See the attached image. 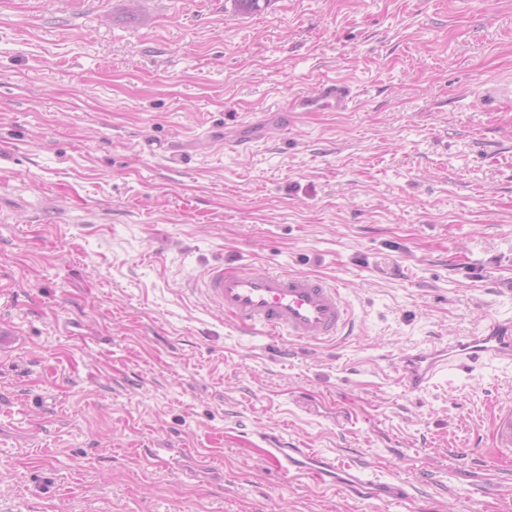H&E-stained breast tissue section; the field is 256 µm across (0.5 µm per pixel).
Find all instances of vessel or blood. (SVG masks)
Wrapping results in <instances>:
<instances>
[{
	"label": "vessel or blood",
	"mask_w": 512,
	"mask_h": 512,
	"mask_svg": "<svg viewBox=\"0 0 512 512\" xmlns=\"http://www.w3.org/2000/svg\"><path fill=\"white\" fill-rule=\"evenodd\" d=\"M351 103L348 86L327 81L320 84L316 97L297 98L293 106L305 112L318 106L344 112ZM202 286L225 317L246 335L321 341L340 335L351 321L339 286L319 277L274 268L245 270L219 265L210 270ZM489 361L512 364V318L491 319L469 335L402 356L400 379L410 389L426 390L448 373L469 374ZM262 457L283 475L307 477L352 498L397 503L413 499L403 483L369 478L363 466L310 448L273 446L263 449Z\"/></svg>",
	"instance_id": "obj_1"
}]
</instances>
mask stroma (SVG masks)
Masks as SVG:
<instances>
[{
	"label": "stroma",
	"mask_w": 512,
	"mask_h": 512,
	"mask_svg": "<svg viewBox=\"0 0 512 512\" xmlns=\"http://www.w3.org/2000/svg\"><path fill=\"white\" fill-rule=\"evenodd\" d=\"M349 111L271 113L322 81ZM336 283L243 335L219 262ZM512 316V0H0V512H512V366L393 364ZM408 485L356 500L263 440ZM202 288L245 335L321 341L351 321L340 287L306 274L219 265Z\"/></svg>",
	"instance_id": "obj_1"
}]
</instances>
